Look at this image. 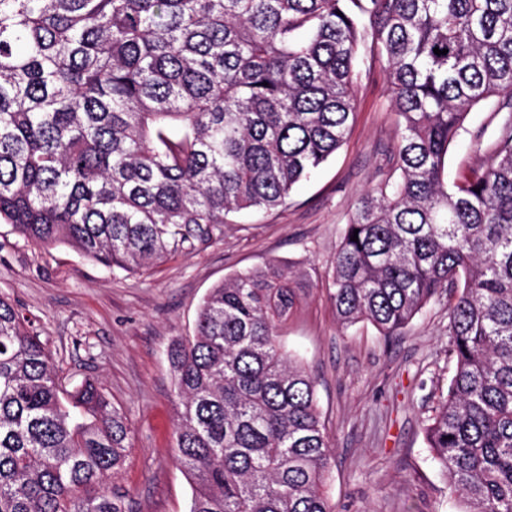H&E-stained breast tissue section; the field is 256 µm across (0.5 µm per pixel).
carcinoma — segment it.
Returning a JSON list of instances; mask_svg holds the SVG:
<instances>
[{
    "mask_svg": "<svg viewBox=\"0 0 512 512\" xmlns=\"http://www.w3.org/2000/svg\"><path fill=\"white\" fill-rule=\"evenodd\" d=\"M365 51L399 175L355 204L336 319L393 336L451 293L426 442L461 512H512V0H0V220L132 273L275 210L343 145ZM502 93L481 168L448 182L467 116ZM305 281L237 273L167 349L189 512H334L314 380L278 332ZM129 433L95 382L64 391L0 296V512H130L112 484Z\"/></svg>",
    "mask_w": 512,
    "mask_h": 512,
    "instance_id": "cac0c4a2",
    "label": "carcinoma"
}]
</instances>
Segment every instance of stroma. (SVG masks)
Returning <instances> with one entry per match:
<instances>
[{"mask_svg":"<svg viewBox=\"0 0 512 512\" xmlns=\"http://www.w3.org/2000/svg\"><path fill=\"white\" fill-rule=\"evenodd\" d=\"M357 110L344 145L291 192L285 207L236 215L223 233L137 273L112 271L65 245L43 248L0 222V295L31 318L67 386L95 379L131 429L119 486L133 512H189L191 489L171 448L176 397L165 349L193 335L208 290L277 262L309 286L281 329L315 381L334 448L325 491L335 512H459L425 439L448 391V300L431 302L396 336L369 323L342 329L329 298L332 259L354 201L396 169V119L378 59H360ZM503 100L470 112L448 150V175L478 168L472 132L492 142Z\"/></svg>","mask_w":512,"mask_h":512,"instance_id":"1","label":"stroma"}]
</instances>
